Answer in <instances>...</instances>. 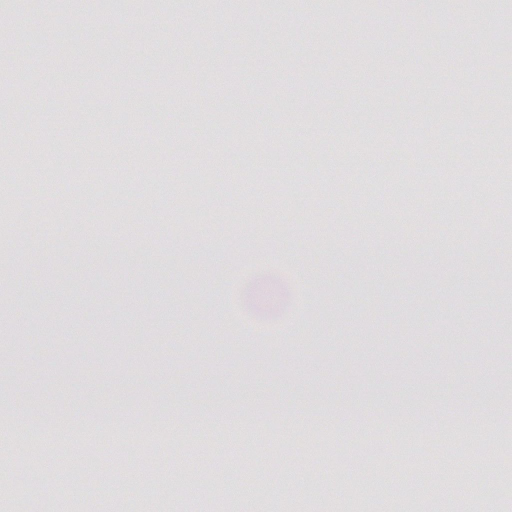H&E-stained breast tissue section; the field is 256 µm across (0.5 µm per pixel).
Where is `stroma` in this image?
<instances>
[{
	"instance_id": "1",
	"label": "stroma",
	"mask_w": 512,
	"mask_h": 512,
	"mask_svg": "<svg viewBox=\"0 0 512 512\" xmlns=\"http://www.w3.org/2000/svg\"><path fill=\"white\" fill-rule=\"evenodd\" d=\"M479 67L512 70V0H0V106H52L0 127V403L53 407L69 432L0 430V446L40 450L0 471V512H418L436 481L437 512H512V139L499 85L470 83ZM35 143L50 196L17 167ZM80 174L111 206L71 195ZM480 181L496 230L478 258L439 263ZM413 204L412 233L379 234ZM240 255L281 267L285 311L237 309ZM457 389L474 422L500 420L496 440L443 426ZM420 402L417 446L372 423ZM249 403L272 415L234 427L233 451L202 437L210 411ZM121 404L197 420L76 453L83 413ZM339 408L351 426L318 433ZM476 476L483 494L460 502Z\"/></svg>"
}]
</instances>
